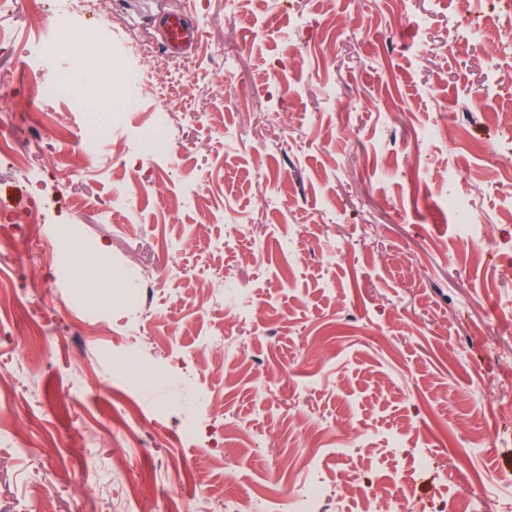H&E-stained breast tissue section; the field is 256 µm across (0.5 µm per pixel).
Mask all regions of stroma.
Instances as JSON below:
<instances>
[{"label": "stroma", "instance_id": "obj_1", "mask_svg": "<svg viewBox=\"0 0 512 512\" xmlns=\"http://www.w3.org/2000/svg\"><path fill=\"white\" fill-rule=\"evenodd\" d=\"M14 0L0 10V512H291L314 471L409 492L391 512H463L458 470L502 475L475 512L512 502V54L487 62L459 20L496 0ZM200 31L173 58L159 21ZM157 58L163 91L122 73L88 101L106 131L86 159L69 98L83 39ZM233 59L225 72V59ZM164 122L167 154L140 135ZM41 175L42 193L28 178ZM494 241L463 248L449 192ZM71 242V282L49 250ZM124 276L111 297L81 281ZM247 318H237L242 307ZM195 441H180L183 423ZM494 447L481 448V431ZM373 441H365V434ZM316 462L305 466L302 449ZM222 487L205 503L201 482Z\"/></svg>", "mask_w": 512, "mask_h": 512}]
</instances>
